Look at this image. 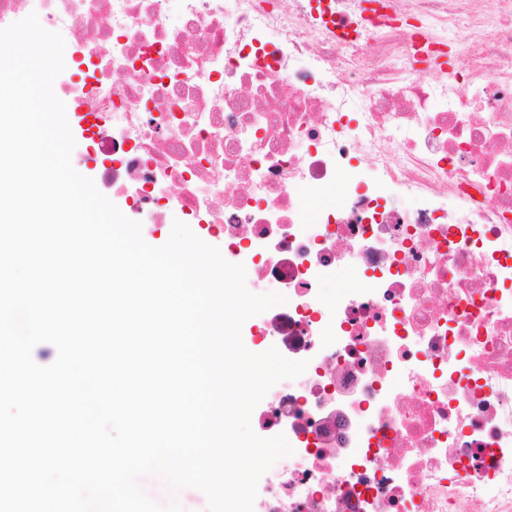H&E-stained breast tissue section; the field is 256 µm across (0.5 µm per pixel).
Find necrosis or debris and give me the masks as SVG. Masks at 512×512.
<instances>
[{"instance_id":"necrosis-or-debris-1","label":"necrosis or debris","mask_w":512,"mask_h":512,"mask_svg":"<svg viewBox=\"0 0 512 512\" xmlns=\"http://www.w3.org/2000/svg\"><path fill=\"white\" fill-rule=\"evenodd\" d=\"M32 13L81 36L54 92L129 219L285 298L253 343L308 366L252 412L292 448L255 512H512V0H0Z\"/></svg>"}]
</instances>
